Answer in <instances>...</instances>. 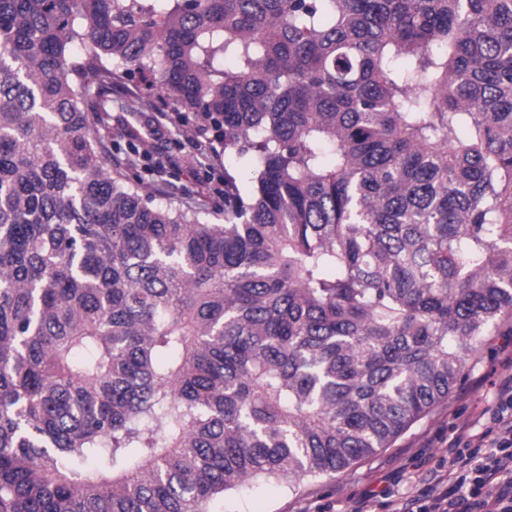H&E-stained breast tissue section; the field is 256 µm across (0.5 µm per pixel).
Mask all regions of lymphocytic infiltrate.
I'll return each instance as SVG.
<instances>
[{
	"mask_svg": "<svg viewBox=\"0 0 512 512\" xmlns=\"http://www.w3.org/2000/svg\"><path fill=\"white\" fill-rule=\"evenodd\" d=\"M503 374L482 429L455 423L448 468L400 512H512V352L498 361Z\"/></svg>",
	"mask_w": 512,
	"mask_h": 512,
	"instance_id": "f902f5d3",
	"label": "lymphocytic infiltrate"
}]
</instances>
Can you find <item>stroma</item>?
<instances>
[{"mask_svg":"<svg viewBox=\"0 0 512 512\" xmlns=\"http://www.w3.org/2000/svg\"><path fill=\"white\" fill-rule=\"evenodd\" d=\"M112 120L105 132L113 162L132 168L154 205L190 208L201 221L220 223L224 208L213 194L224 178V156L192 141L174 120L168 98L146 91L139 77L117 74L112 82ZM503 339L487 337L466 360L464 375L448 400L403 434L392 447L363 458L349 471L300 484L242 487L214 512H385L387 501L407 498L430 483L448 453L446 439L457 418L480 420L493 403L496 375L490 360Z\"/></svg>","mask_w":512,"mask_h":512,"instance_id":"obj_1","label":"stroma"}]
</instances>
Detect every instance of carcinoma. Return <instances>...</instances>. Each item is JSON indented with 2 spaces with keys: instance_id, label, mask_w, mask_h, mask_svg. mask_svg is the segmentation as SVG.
I'll use <instances>...</instances> for the list:
<instances>
[{
  "instance_id": "obj_1",
  "label": "carcinoma",
  "mask_w": 512,
  "mask_h": 512,
  "mask_svg": "<svg viewBox=\"0 0 512 512\" xmlns=\"http://www.w3.org/2000/svg\"><path fill=\"white\" fill-rule=\"evenodd\" d=\"M119 70L212 125L224 223L108 169ZM505 314L512 0H0V512L343 473Z\"/></svg>"
}]
</instances>
